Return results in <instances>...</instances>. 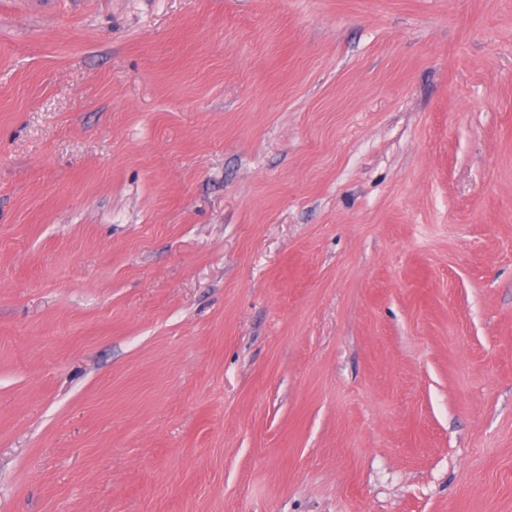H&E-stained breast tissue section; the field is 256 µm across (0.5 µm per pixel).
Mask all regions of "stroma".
<instances>
[{
	"label": "stroma",
	"instance_id": "1",
	"mask_svg": "<svg viewBox=\"0 0 512 512\" xmlns=\"http://www.w3.org/2000/svg\"><path fill=\"white\" fill-rule=\"evenodd\" d=\"M0 512H512V0H0Z\"/></svg>",
	"mask_w": 512,
	"mask_h": 512
}]
</instances>
